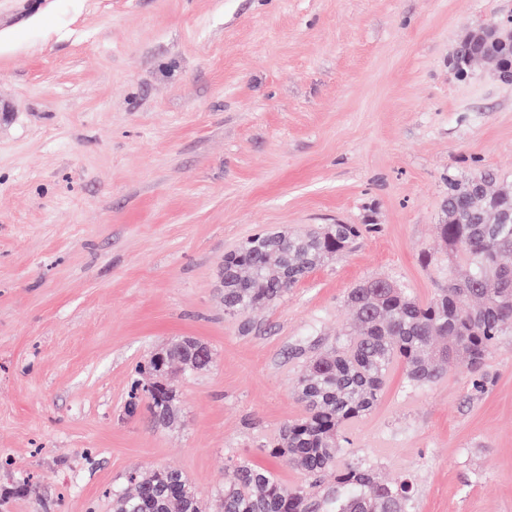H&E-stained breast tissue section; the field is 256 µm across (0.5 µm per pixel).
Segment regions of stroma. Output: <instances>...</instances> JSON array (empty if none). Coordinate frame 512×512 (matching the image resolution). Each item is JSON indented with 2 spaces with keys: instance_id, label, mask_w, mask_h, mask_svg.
<instances>
[{
  "instance_id": "1",
  "label": "stroma",
  "mask_w": 512,
  "mask_h": 512,
  "mask_svg": "<svg viewBox=\"0 0 512 512\" xmlns=\"http://www.w3.org/2000/svg\"><path fill=\"white\" fill-rule=\"evenodd\" d=\"M512 0H0V512H112L141 466L184 473L208 512L241 454L301 416L293 381L353 322L373 277L420 301L448 272L446 179L512 187V86L460 76L463 33ZM363 224L346 255L246 317L224 255L250 236ZM210 347L180 411L130 408L136 368L174 339ZM473 395L460 363L426 388L390 371L347 455L412 474L419 512H512V339Z\"/></svg>"
}]
</instances>
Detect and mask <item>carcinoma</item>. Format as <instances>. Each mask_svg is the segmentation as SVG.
<instances>
[{
	"label": "carcinoma",
	"instance_id": "1",
	"mask_svg": "<svg viewBox=\"0 0 512 512\" xmlns=\"http://www.w3.org/2000/svg\"><path fill=\"white\" fill-rule=\"evenodd\" d=\"M465 32L458 48L472 63L512 60V40L478 39ZM490 170L448 177L444 219L437 225L448 246V287L421 302L404 285L372 279L349 290L353 326L306 361L294 394L302 417L286 422L262 445L304 472L306 484L284 485L250 459L232 456V473L221 489V512H418L410 475L393 482L340 457L345 427L379 402L391 368L404 367L407 383L429 387L450 361L487 391L493 379L487 356L512 336V192L494 190ZM361 224H321L304 231L256 234L224 254V314L246 317L279 299L323 263L348 252ZM190 337L173 341L139 366L149 408L161 424L177 419L176 373L212 364ZM130 488L112 493V512H204L200 494L178 470L138 468Z\"/></svg>",
	"mask_w": 512,
	"mask_h": 512
}]
</instances>
